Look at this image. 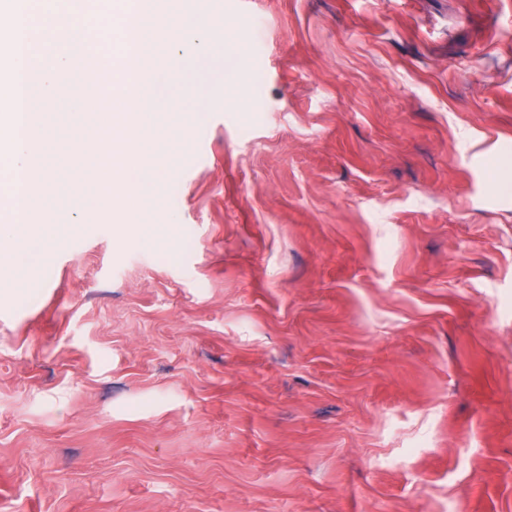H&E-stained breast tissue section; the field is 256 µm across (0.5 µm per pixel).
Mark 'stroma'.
I'll return each instance as SVG.
<instances>
[{
    "instance_id": "obj_1",
    "label": "stroma",
    "mask_w": 512,
    "mask_h": 512,
    "mask_svg": "<svg viewBox=\"0 0 512 512\" xmlns=\"http://www.w3.org/2000/svg\"><path fill=\"white\" fill-rule=\"evenodd\" d=\"M197 9L147 235L83 207L58 64L0 512H512V0Z\"/></svg>"
}]
</instances>
